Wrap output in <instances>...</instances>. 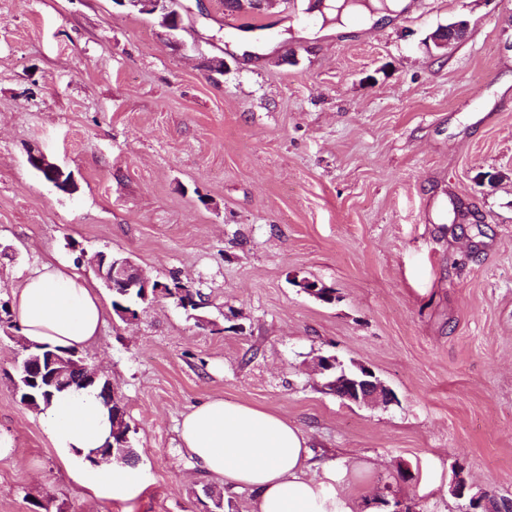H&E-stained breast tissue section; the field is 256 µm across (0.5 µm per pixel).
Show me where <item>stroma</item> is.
I'll list each match as a JSON object with an SVG mask.
<instances>
[{
	"instance_id": "1",
	"label": "stroma",
	"mask_w": 512,
	"mask_h": 512,
	"mask_svg": "<svg viewBox=\"0 0 512 512\" xmlns=\"http://www.w3.org/2000/svg\"><path fill=\"white\" fill-rule=\"evenodd\" d=\"M321 2L179 0L174 47L113 0H0V302L53 257L111 303L100 252L206 299L109 317L82 352L132 428L125 500L76 481L14 392L20 332H0V512H203L206 487L249 512L248 491L180 447L182 415L216 397L288 417L317 460L369 463L367 501L465 512L445 490L459 467L512 499V0H410L323 33ZM460 18L465 37L436 50L429 35ZM33 152L75 190L39 177ZM323 355L371 367L396 403L342 402L314 372Z\"/></svg>"
}]
</instances>
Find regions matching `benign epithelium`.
<instances>
[{
    "label": "benign epithelium",
    "instance_id": "1",
    "mask_svg": "<svg viewBox=\"0 0 512 512\" xmlns=\"http://www.w3.org/2000/svg\"><path fill=\"white\" fill-rule=\"evenodd\" d=\"M117 2L124 6L142 4L148 10L162 12L165 15L164 28L167 29L168 39L172 44H177L170 27L175 22L177 28H182V17L179 10L174 8L171 0H117ZM468 27V20L459 19L435 32L431 39L436 47L446 48L453 41L463 38ZM91 263L94 265L97 275L112 290H120L126 294L138 291L145 299L151 295L157 297L166 294V286L151 283L130 258H118L114 255L98 253L91 258ZM300 287L307 294L322 302L329 303L335 300L334 295L325 293L315 281L303 280L300 282ZM332 371L336 373V396L344 402L384 406L397 402L393 390L376 377L370 367L364 364H356L353 368L346 369L334 356H321L317 359V373ZM129 433L127 420L122 416L116 417L112 426V436L116 437L117 446L128 444ZM469 503L473 512H512V503L509 501L499 509H494L489 496L485 493L469 496Z\"/></svg>",
    "mask_w": 512,
    "mask_h": 512
}]
</instances>
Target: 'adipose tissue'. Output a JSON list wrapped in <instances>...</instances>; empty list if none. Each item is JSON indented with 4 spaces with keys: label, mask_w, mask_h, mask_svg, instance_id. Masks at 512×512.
Here are the masks:
<instances>
[{
    "label": "adipose tissue",
    "mask_w": 512,
    "mask_h": 512,
    "mask_svg": "<svg viewBox=\"0 0 512 512\" xmlns=\"http://www.w3.org/2000/svg\"><path fill=\"white\" fill-rule=\"evenodd\" d=\"M408 0L366 7L354 0L324 13L338 30L354 21L377 20L403 9ZM12 308L24 341L51 349H81L94 343L107 310L92 285L70 264L44 261L34 266L13 293ZM46 433L62 455L85 460L110 432L107 409L92 390L64 395L41 407ZM182 450L201 471L224 486L253 494L250 512H358L347 489L364 471L355 463L338 468L312 460L309 437L282 415L240 402L210 399L183 417ZM77 481L96 495L123 500L131 494L127 465L109 460L77 471Z\"/></svg>",
    "instance_id": "ef3b65f1"
}]
</instances>
